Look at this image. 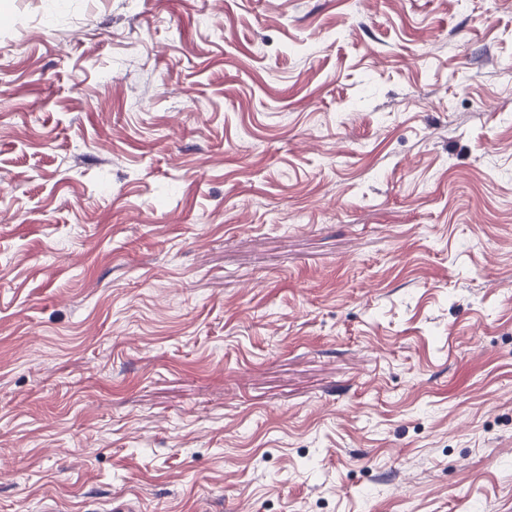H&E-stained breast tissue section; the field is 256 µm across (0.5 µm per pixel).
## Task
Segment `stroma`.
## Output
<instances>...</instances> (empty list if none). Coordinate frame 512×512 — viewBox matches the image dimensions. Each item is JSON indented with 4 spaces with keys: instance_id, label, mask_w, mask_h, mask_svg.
<instances>
[{
    "instance_id": "35a3bbf8",
    "label": "stroma",
    "mask_w": 512,
    "mask_h": 512,
    "mask_svg": "<svg viewBox=\"0 0 512 512\" xmlns=\"http://www.w3.org/2000/svg\"><path fill=\"white\" fill-rule=\"evenodd\" d=\"M0 512H512V0H0Z\"/></svg>"
}]
</instances>
